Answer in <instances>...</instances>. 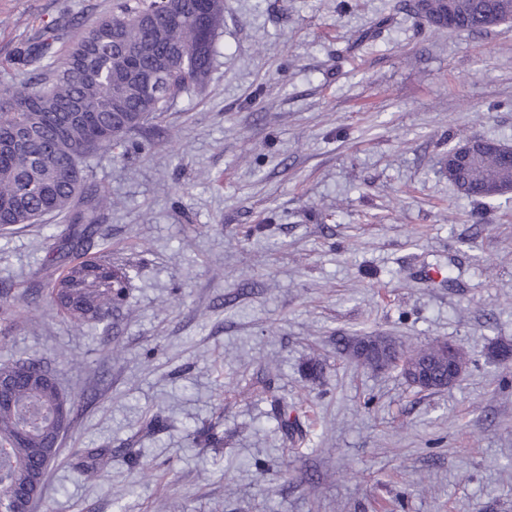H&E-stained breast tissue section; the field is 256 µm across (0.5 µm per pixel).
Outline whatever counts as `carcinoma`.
Here are the masks:
<instances>
[{
	"instance_id": "cac0c4a2",
	"label": "carcinoma",
	"mask_w": 512,
	"mask_h": 512,
	"mask_svg": "<svg viewBox=\"0 0 512 512\" xmlns=\"http://www.w3.org/2000/svg\"><path fill=\"white\" fill-rule=\"evenodd\" d=\"M406 10L435 27L479 31L512 21V0H408ZM224 0H119L116 11L77 32L62 52L61 18L19 48L20 80L0 88V228L37 224L46 217L68 220L67 246L79 252L48 281L47 304L78 325L102 327L123 301L128 271L107 255L100 214L108 198L89 188L86 162L127 143L167 111L184 92L204 86L217 55ZM482 153L448 171L459 193L475 200L512 176L503 173L506 146L489 139ZM99 246L92 251L93 246ZM391 343L364 336L341 344L348 356L379 369ZM394 368L422 391L449 387L441 347L402 351ZM40 364L0 363L12 381L0 401V502L43 480L58 455L53 415L62 391Z\"/></svg>"
}]
</instances>
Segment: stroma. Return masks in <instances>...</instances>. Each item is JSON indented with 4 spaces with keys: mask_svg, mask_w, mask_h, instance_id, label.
<instances>
[{
    "mask_svg": "<svg viewBox=\"0 0 512 512\" xmlns=\"http://www.w3.org/2000/svg\"><path fill=\"white\" fill-rule=\"evenodd\" d=\"M113 0H0V86L51 20ZM512 147V24H418L403 0H224L205 87L103 152L89 181L130 268L111 344L46 303L0 307V360L80 407L35 512H512V203L438 172L463 139ZM47 229L0 234V281L40 282ZM465 347L416 389L338 348ZM318 375H310L309 364ZM286 399L306 439L281 430ZM108 465L87 477L91 454ZM392 344L380 336H363L359 339H350L341 344V350L348 356L359 355L362 359L359 361L363 366L378 370L379 359L381 356H386ZM363 367V368H365ZM366 369V368H365Z\"/></svg>",
    "mask_w": 512,
    "mask_h": 512,
    "instance_id": "stroma-1",
    "label": "stroma"
}]
</instances>
